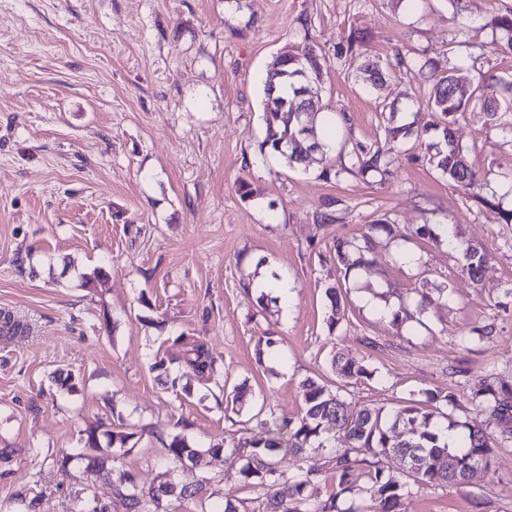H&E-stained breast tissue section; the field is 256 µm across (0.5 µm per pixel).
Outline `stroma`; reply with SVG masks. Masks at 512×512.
Returning <instances> with one entry per match:
<instances>
[{
    "instance_id": "1",
    "label": "stroma",
    "mask_w": 512,
    "mask_h": 512,
    "mask_svg": "<svg viewBox=\"0 0 512 512\" xmlns=\"http://www.w3.org/2000/svg\"><path fill=\"white\" fill-rule=\"evenodd\" d=\"M463 4L457 13L449 0H0V311L29 327L22 338L0 331V450L11 457L0 512H126L116 486L130 475L151 485L173 434L201 452L187 465L202 484L188 512L228 499L264 512L241 460L207 448L264 437L260 407L297 418L309 377L339 389L353 412L432 391L455 396L456 420L486 424L473 386L489 376L512 385V224L498 214L512 209V183L496 174L512 163V115L498 125L481 112L458 118L455 135L485 175L481 199L468 197L427 161L440 132L418 69L447 67L462 27L465 63L512 82V55L494 50L485 25L488 0ZM353 29L366 42L338 57ZM308 45L324 56L313 100L337 135L301 170L260 148L263 78L283 49ZM368 59L386 70L375 90L360 71ZM392 105L421 134L401 163L385 177L322 178L349 164L355 145L384 144ZM243 180L255 189L247 199ZM325 212L333 223H321ZM382 217L390 229L376 227ZM423 224L455 225L482 245L481 278L463 273L447 239L418 237ZM339 238L371 239L372 266L345 270ZM267 269L292 283L290 311L258 292ZM333 282L342 288L332 329ZM441 288L448 301L423 303ZM488 324L489 340H469ZM262 336L274 338L278 361L259 359ZM187 338L207 345L217 373L166 383L149 366L177 368ZM337 355L371 378L338 376ZM70 374L72 394L58 385ZM234 386L244 396L233 407L224 390ZM93 428L130 435L112 448L106 479L86 470ZM330 454L287 455L280 467H318L308 493L322 501L337 485ZM399 510L512 512V445L467 483L413 489Z\"/></svg>"
}]
</instances>
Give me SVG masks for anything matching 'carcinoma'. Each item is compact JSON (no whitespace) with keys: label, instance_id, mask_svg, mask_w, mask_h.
I'll use <instances>...</instances> for the list:
<instances>
[{"label":"carcinoma","instance_id":"obj_1","mask_svg":"<svg viewBox=\"0 0 512 512\" xmlns=\"http://www.w3.org/2000/svg\"><path fill=\"white\" fill-rule=\"evenodd\" d=\"M490 24L503 37L494 43L495 49L512 55V6H507L495 15ZM368 72L369 86L380 87L385 71L380 63L366 60L363 65ZM464 84L467 92L457 91ZM302 98L282 78L273 75L264 85V118L266 137L261 149L269 148L283 153L290 165H300L304 156L300 147L313 144L324 148L315 137L316 113L304 115L299 112ZM428 104L442 125V143L434 146L429 162L462 189L468 196L479 197L481 176L468 159V149L455 138L453 125L457 115L478 108L486 113L490 121L496 122L512 112V86L488 73L474 74L461 59L448 60V70L435 77L429 92ZM353 166L362 174L376 172L384 174L395 162L381 146L356 145L353 149ZM353 245L340 238L334 241V251L339 263L346 269L370 265L364 249L356 248V258H351ZM454 250L463 258L462 271L470 279L479 277L488 261L486 250L477 244L458 240ZM339 287L326 288L330 302L329 329L338 322L340 304ZM332 367L345 378H369L373 372L362 363L338 356ZM184 374L212 377L215 359L204 344L197 341L185 345L181 359ZM303 408L297 421L281 417L269 410L261 419L266 437L260 440L246 438L232 448V454L245 460L241 475L246 483L264 490L266 512H342L338 499L353 493L351 476L359 468L368 471L370 485L363 493L368 496V509H349L347 512H396L401 498L409 493L410 485L439 486L457 485L470 478L471 464L483 462L489 467L495 452L491 434L479 426H469L448 420V413L437 402L452 401V396L439 397L428 394L431 408L415 404L387 410L383 407H367L358 413L348 412L341 396L313 379L301 383ZM480 406L490 419L501 427V434L512 438V388L496 385L484 379L473 392ZM462 428L458 444L448 447L441 440L440 430ZM333 439L335 448L331 457L332 469L336 471L338 490L320 503L310 502L308 487L318 471L302 466L294 472L278 467V458L288 453L303 458L313 448L324 447L325 440ZM167 455L173 462L183 463L195 459L198 450L188 441L175 435L166 446ZM405 451L408 460L415 466L401 468L399 472L385 469V461L399 457ZM128 488L118 492L127 512H152L151 507L165 497H174L185 503L196 498L194 482L175 481L167 478L147 490L140 489L132 476H127Z\"/></svg>","mask_w":512,"mask_h":512}]
</instances>
